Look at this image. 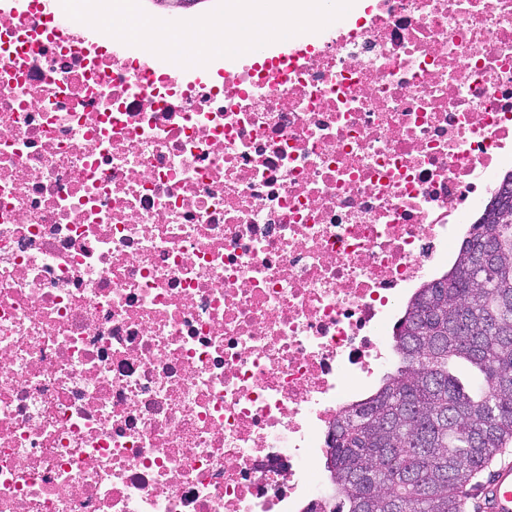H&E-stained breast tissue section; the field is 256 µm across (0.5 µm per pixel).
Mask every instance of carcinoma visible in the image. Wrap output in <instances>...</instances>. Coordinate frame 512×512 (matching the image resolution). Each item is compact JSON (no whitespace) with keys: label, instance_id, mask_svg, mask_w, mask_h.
<instances>
[{"label":"carcinoma","instance_id":"obj_1","mask_svg":"<svg viewBox=\"0 0 512 512\" xmlns=\"http://www.w3.org/2000/svg\"><path fill=\"white\" fill-rule=\"evenodd\" d=\"M394 350L401 365L332 429L333 512H466L467 486L512 440V173L408 305Z\"/></svg>","mask_w":512,"mask_h":512}]
</instances>
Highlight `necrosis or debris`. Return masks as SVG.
<instances>
[{"label":"necrosis or debris","instance_id":"obj_1","mask_svg":"<svg viewBox=\"0 0 512 512\" xmlns=\"http://www.w3.org/2000/svg\"><path fill=\"white\" fill-rule=\"evenodd\" d=\"M191 80L0 12V512H308L512 171V0H374Z\"/></svg>","mask_w":512,"mask_h":512}]
</instances>
